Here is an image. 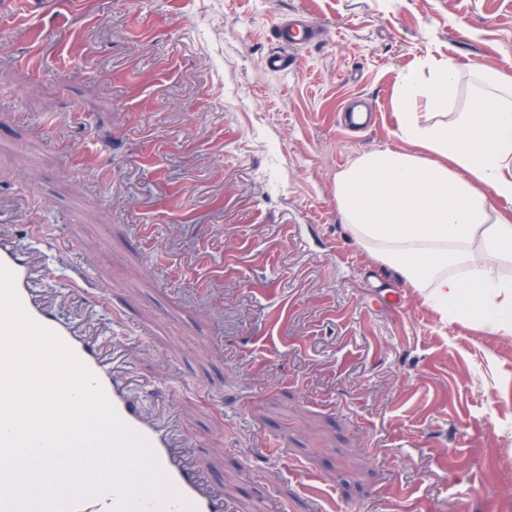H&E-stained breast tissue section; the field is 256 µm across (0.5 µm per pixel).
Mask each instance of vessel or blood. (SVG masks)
Instances as JSON below:
<instances>
[{
	"mask_svg": "<svg viewBox=\"0 0 512 512\" xmlns=\"http://www.w3.org/2000/svg\"><path fill=\"white\" fill-rule=\"evenodd\" d=\"M321 33L320 25L306 16L281 21L275 30L281 48L267 56V70L287 73L292 65L289 49L311 46ZM0 265L13 273L17 295L28 316L52 330L96 375L119 415L149 443L159 466L195 512H228L222 489L210 483L193 464L187 443L175 426L145 417L139 409L129 390L132 373L124 347L105 344L89 326L59 316L42 295L49 275L41 267L34 247L0 238Z\"/></svg>",
	"mask_w": 512,
	"mask_h": 512,
	"instance_id": "1",
	"label": "vessel or blood"
}]
</instances>
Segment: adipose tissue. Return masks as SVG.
<instances>
[{
	"label": "adipose tissue",
	"mask_w": 512,
	"mask_h": 512,
	"mask_svg": "<svg viewBox=\"0 0 512 512\" xmlns=\"http://www.w3.org/2000/svg\"><path fill=\"white\" fill-rule=\"evenodd\" d=\"M471 96L457 104L454 60L404 75L395 92L400 137L417 154L361 155L336 177L345 224L377 262L396 268L443 318L471 316L512 335V80L471 67Z\"/></svg>",
	"instance_id": "1"
}]
</instances>
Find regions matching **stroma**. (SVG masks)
<instances>
[{
	"instance_id": "stroma-1",
	"label": "stroma",
	"mask_w": 512,
	"mask_h": 512,
	"mask_svg": "<svg viewBox=\"0 0 512 512\" xmlns=\"http://www.w3.org/2000/svg\"><path fill=\"white\" fill-rule=\"evenodd\" d=\"M0 0V198L56 308L127 349L196 465L258 512H512V339L445 321L336 210L399 77H512V0ZM305 13L321 40L265 66ZM37 37L39 69L19 63ZM353 100L378 112L342 125ZM112 168L110 183L97 176ZM82 280L89 305L68 296Z\"/></svg>"
}]
</instances>
